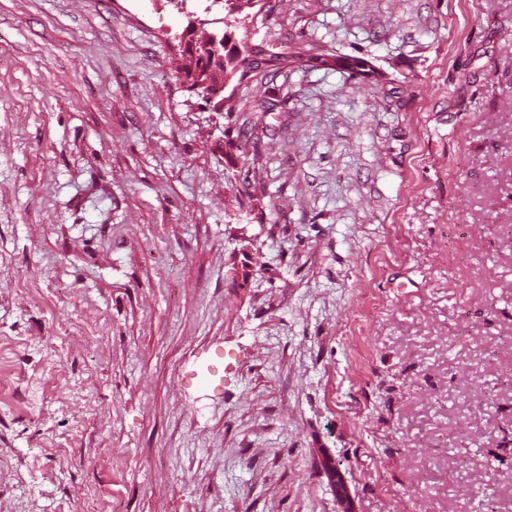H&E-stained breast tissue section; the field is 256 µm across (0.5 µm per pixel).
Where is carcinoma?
<instances>
[{
    "mask_svg": "<svg viewBox=\"0 0 512 512\" xmlns=\"http://www.w3.org/2000/svg\"><path fill=\"white\" fill-rule=\"evenodd\" d=\"M228 6L224 16V29L221 31L202 30L187 44L181 71L192 81L191 87L203 97L217 85L227 87L235 84L244 90L239 97L229 94L216 100L213 109L217 112H242L248 104L245 90L249 84L268 76L277 75L296 65L315 69H332L344 60L339 55H326L313 52L297 45L273 47L270 44L251 41L247 33H238L246 28V21L232 23L233 15L240 5L236 0H224Z\"/></svg>",
    "mask_w": 512,
    "mask_h": 512,
    "instance_id": "obj_1",
    "label": "carcinoma"
}]
</instances>
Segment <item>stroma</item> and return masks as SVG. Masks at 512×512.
I'll return each mask as SVG.
<instances>
[{"label":"stroma","mask_w":512,"mask_h":512,"mask_svg":"<svg viewBox=\"0 0 512 512\" xmlns=\"http://www.w3.org/2000/svg\"><path fill=\"white\" fill-rule=\"evenodd\" d=\"M0 0V512H512V0ZM261 150L264 194L227 154ZM252 0H224V9L228 6L227 15L224 16V29L222 31L201 30L194 33L195 38L187 44L186 55H183L181 72L192 81L191 87L198 96H204L222 83V89L236 81L231 93L227 97L217 99L212 107L215 112H244L249 100L245 90L249 89V83L260 79V82L268 76L277 75L296 65H305L315 69H333L344 59L353 61V67H366L364 60L345 58L339 55H326L313 53V49H307L297 45H281L274 48L273 45L260 42L254 43L247 34L246 25L252 23L254 18L246 15L243 21L232 23L233 15L240 5L234 2ZM246 20H251L246 23ZM239 26L244 29L240 35ZM241 87L242 94L234 102L235 89ZM337 465L339 466L340 464L338 463ZM322 466L328 478L329 486L342 506L343 510L341 512H354L352 500L341 469L335 466L330 461V458H325Z\"/></svg>","instance_id":"1"}]
</instances>
